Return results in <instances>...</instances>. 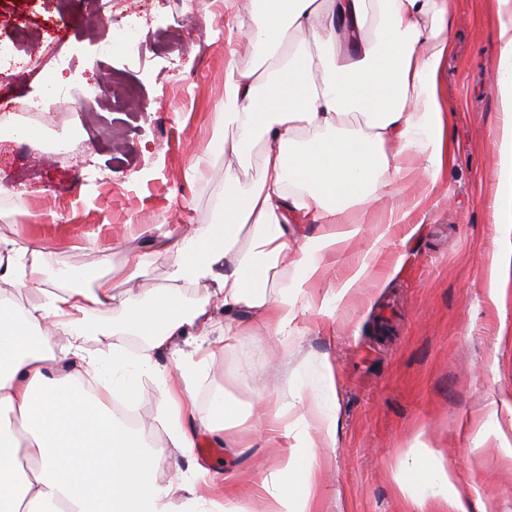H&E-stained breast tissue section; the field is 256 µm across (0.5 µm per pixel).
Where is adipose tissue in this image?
<instances>
[{
  "label": "adipose tissue",
  "instance_id": "1",
  "mask_svg": "<svg viewBox=\"0 0 512 512\" xmlns=\"http://www.w3.org/2000/svg\"><path fill=\"white\" fill-rule=\"evenodd\" d=\"M498 57L492 83L502 124L493 218L512 261V0H492ZM231 57L250 65L226 72L223 125L207 154L223 155L224 190L217 224L173 227L155 234L151 253L169 264L168 282L148 297L132 283L142 263L135 256L110 267L94 287H77L83 274L64 271L70 285L47 304L26 307L21 289L41 283L56 261L45 241L0 237V512H238L235 487L225 484V505L211 498L200 472L181 487L160 480L163 468L144 437L112 407L114 396L136 400L143 377L159 381L157 418L173 447H196L185 425L234 427L238 411L214 395L207 413L196 402L192 361L176 374L159 371L156 356L175 340L204 343L216 325L225 339L261 336L287 341L299 312L312 307L307 287L321 281L328 259L357 247L362 258L321 307L335 310L369 269L378 240L342 216L351 205L405 219L403 194L411 172L406 156L421 159L424 192L433 191L453 153L451 114L440 74L454 50L452 0H247L231 26ZM259 146L263 177L242 182L237 168ZM318 233L301 237L297 228ZM249 232L247 247L238 236ZM292 271L290 281L278 275ZM122 282L116 293L114 282ZM204 285L221 295L223 322L207 304L184 308L180 292ZM136 309L121 326L91 320L119 302ZM113 333L111 355L83 345L86 336ZM144 341L129 355L124 336ZM336 374L322 361L309 409L293 414L281 401L274 417L256 426L264 447L279 449L259 489L265 512H315L317 442L336 441ZM394 479L412 503L437 502L455 512L460 493L447 466L423 436L404 453Z\"/></svg>",
  "mask_w": 512,
  "mask_h": 512
}]
</instances>
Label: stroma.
Wrapping results in <instances>:
<instances>
[{
	"label": "stroma",
	"mask_w": 512,
	"mask_h": 512,
	"mask_svg": "<svg viewBox=\"0 0 512 512\" xmlns=\"http://www.w3.org/2000/svg\"><path fill=\"white\" fill-rule=\"evenodd\" d=\"M121 6L145 17L143 56L119 48L99 53L122 18L75 36L63 28L57 0H0V102L42 96L43 78L30 61L37 40L60 37L75 58L56 68L64 86L101 88L115 73L148 106L102 111L115 135L107 141L83 126L82 113L60 104L64 124L42 128L34 157L23 165L0 157V195L22 200L0 202V233L52 241L57 264L49 281L73 268L83 272L84 288L105 272L98 244L111 243L116 266L144 255L137 286L148 292L168 275L166 262L149 254L150 230L219 220L214 204L224 190L223 156L212 158L203 179L192 173L220 123L232 14L221 0H122ZM487 11L488 0H454L455 50L441 86L453 112L455 162L408 222L392 225L368 279L334 314L300 315L287 346L210 339L214 356L198 381V404L207 408L212 395H224L243 414L245 429L258 400L253 373L287 365L267 396L272 411L279 398L307 394L321 361L332 362L336 443L317 450L316 512H435L432 504L411 503L393 479L420 433L452 471L466 512H512V455L495 437L479 434L494 407L512 439V267L505 297L493 293L490 280L501 241L491 209L499 112L489 80L498 47ZM181 19L198 38L179 46L167 31ZM157 400L154 381L144 380L139 429L163 461L164 480L194 463L219 485L231 469L241 512H263L254 484L260 466L273 465L275 449L240 455L201 427L197 440L211 448L208 458L173 447L156 420Z\"/></svg>",
	"instance_id": "35a3bbf8"
}]
</instances>
